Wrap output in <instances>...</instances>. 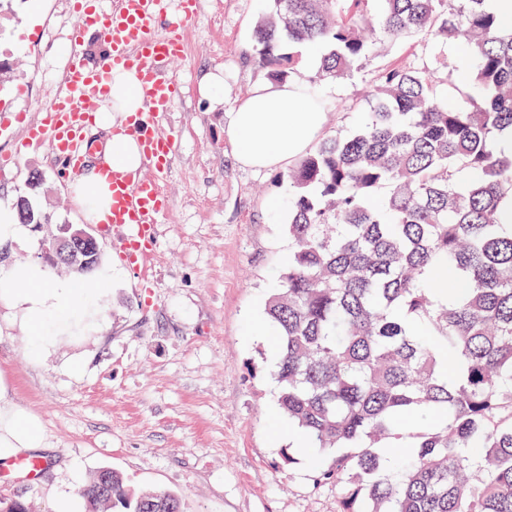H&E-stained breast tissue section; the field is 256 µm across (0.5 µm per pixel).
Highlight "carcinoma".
I'll use <instances>...</instances> for the list:
<instances>
[{
    "label": "carcinoma",
    "mask_w": 512,
    "mask_h": 512,
    "mask_svg": "<svg viewBox=\"0 0 512 512\" xmlns=\"http://www.w3.org/2000/svg\"><path fill=\"white\" fill-rule=\"evenodd\" d=\"M270 0L246 57L272 81L293 74L284 42L329 45L304 93L341 79L378 41L410 33L463 45L464 82L422 61L392 64L363 92L354 132L288 168V239L266 304L278 339V403L330 464L312 482L341 512H512V27L489 0ZM461 95L460 106L448 99ZM22 224L49 216L23 194ZM448 277L438 299L425 274ZM410 426V447H390ZM80 491L90 512H182L163 488L112 471Z\"/></svg>",
    "instance_id": "cac0c4a2"
}]
</instances>
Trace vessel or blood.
<instances>
[{
	"label": "vessel or blood",
	"mask_w": 512,
	"mask_h": 512,
	"mask_svg": "<svg viewBox=\"0 0 512 512\" xmlns=\"http://www.w3.org/2000/svg\"><path fill=\"white\" fill-rule=\"evenodd\" d=\"M172 0H74L69 63L61 90L42 107L39 117L26 125V145L46 144L80 172L89 155L83 126L93 121V104L106 96L114 69L135 71L148 112L166 119L179 97L177 79L166 65L187 55L184 23L195 15V0H173L180 21L165 34L152 30L153 21ZM96 30L107 44L105 55L88 60L82 48L87 30ZM117 135L137 140L147 171L113 168L112 208L103 230L114 240L116 257L130 269H138L156 251L157 224L170 214L164 181L176 152L174 134L149 130L141 114L129 116Z\"/></svg>",
	"instance_id": "1"
}]
</instances>
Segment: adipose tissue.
<instances>
[{
    "label": "adipose tissue",
    "instance_id": "obj_1",
    "mask_svg": "<svg viewBox=\"0 0 512 512\" xmlns=\"http://www.w3.org/2000/svg\"><path fill=\"white\" fill-rule=\"evenodd\" d=\"M136 84L134 72L113 71L106 105L96 116V127L108 130L116 118L144 111ZM303 86L300 79L262 83L231 113L229 132L242 166L283 168L297 161L320 139L327 114L303 95ZM103 154L100 165L70 185L78 213L89 224L101 223L112 204L106 170L118 163L135 171L143 164L139 144L131 138L108 139ZM112 276L113 268L108 263L78 280L52 278L48 268L35 261L0 270V320L29 336L25 352L28 362H45L61 338H86L103 328L105 286L111 283ZM10 386L8 375L0 371V464L4 466L19 455L45 446L40 418L9 401Z\"/></svg>",
    "mask_w": 512,
    "mask_h": 512
}]
</instances>
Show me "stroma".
Returning <instances> with one entry per match:
<instances>
[{
    "label": "stroma",
    "instance_id": "stroma-1",
    "mask_svg": "<svg viewBox=\"0 0 512 512\" xmlns=\"http://www.w3.org/2000/svg\"><path fill=\"white\" fill-rule=\"evenodd\" d=\"M267 8V0H197L195 17L184 22L187 56L168 67L181 85L166 125L177 137L164 183L171 214L140 271L118 262L111 240L100 238L104 261L118 270L101 332L81 345L61 340L47 363L33 365L25 359L29 337L0 328V370L10 377L12 402L41 418L47 461L37 479L0 481V502L51 512L52 489L79 490L108 467L136 487L177 492L184 512H340L342 489L311 481L325 455H300L290 467L282 461L288 422L272 378L276 338L255 334L288 261V186L281 170L238 163L228 123L267 78L243 55ZM73 24L70 0H6L0 8V57L11 65L0 85V121L9 124L0 139L8 158L0 163V201L29 190L52 218L29 226L27 246H0L2 270L48 263L44 241L54 225L79 221L72 173L48 145L17 152L25 129L11 121L18 112L36 119L59 89ZM438 52L465 76L455 45L409 39L386 42L357 71L325 81L329 102L358 105L329 111L325 136L354 129L368 109L361 93L379 70L429 62ZM218 71L224 85L212 100L201 83ZM77 358L74 373L68 366Z\"/></svg>",
    "mask_w": 512,
    "mask_h": 512
}]
</instances>
